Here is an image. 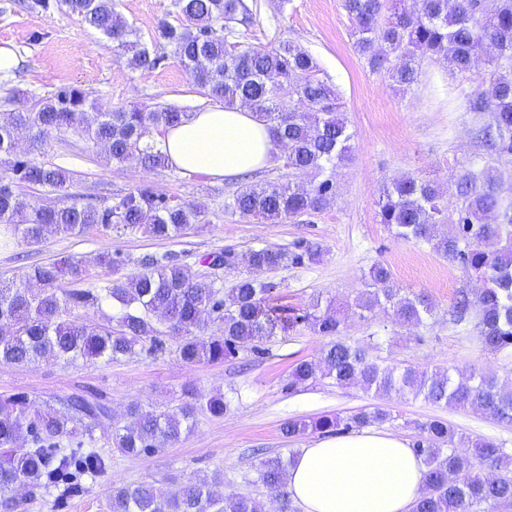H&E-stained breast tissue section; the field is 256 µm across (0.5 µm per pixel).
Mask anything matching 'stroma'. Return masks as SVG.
<instances>
[{"instance_id": "35a3bbf8", "label": "stroma", "mask_w": 512, "mask_h": 512, "mask_svg": "<svg viewBox=\"0 0 512 512\" xmlns=\"http://www.w3.org/2000/svg\"><path fill=\"white\" fill-rule=\"evenodd\" d=\"M252 3L257 21L240 29L238 42L254 46L295 42L313 55L319 78L340 91L354 137L349 161L335 171L334 201L321 212L280 223L244 218L224 209L225 197L237 190L240 179L189 177L172 167L149 171L133 159L111 163L101 147L79 136L53 135L34 156L73 172V183L65 196L28 188L32 201L63 206L69 196H90L104 207L114 196L149 185L166 196L204 206L208 221L171 241L139 232L119 236L94 227L80 235L51 232L34 245L1 243L0 280L15 281L32 265L75 255L86 262L91 282L102 286L114 274L97 266L95 258L116 248L133 257L174 252L196 275L202 271L200 258L212 252L289 249L304 240L320 247L319 262L258 274L271 284L273 304L301 311L314 300H329L345 322L343 339L357 343L378 337L374 353L388 364L430 370L453 367L490 373L512 383V352L484 351L474 323L456 325L450 319L459 293L477 290L475 277L430 244L397 238L379 223L376 206L383 185L393 178L409 174L445 187L474 166H498L503 190L512 192V163L498 162L482 146L477 138L480 119L464 106L465 95L477 89L492 66L508 70L512 61L502 59L494 65L483 58L467 74L428 61L418 84L405 90L386 74L371 71L355 50L344 0ZM118 10L141 42L155 45L162 57L156 69L133 68L123 50L66 9L45 11L20 6L19 0H0V46L12 47L17 55L15 67L0 74V119L69 85L87 90L106 109L176 105L201 112L210 108L171 47L157 41L158 22L177 20L174 0H118ZM377 262L391 269L398 285L432 299L435 311L426 325L400 326L380 308L368 320L355 314L353 303L367 288L364 274ZM165 341L166 352L156 357L139 353L109 362L44 357L26 365H0V397L25 396L38 408L56 407L68 395L85 393L104 398L119 418L133 404L177 406L186 386L202 398L219 395L229 403L224 415H198L192 434L150 455L126 457L113 452L106 445V434H99L95 449L109 457L106 471L85 479L79 495L62 500L53 489L27 501L26 512H110L113 487L160 483L172 477L185 481L216 472L224 475L225 491L248 495L263 512H272L269 492L254 481L261 456L298 450L312 441L308 435L285 437L282 424L297 417L348 415L375 405L392 414L381 432L411 443L418 436L417 423L437 417L447 420L464 441L493 439L512 448V427L467 407H439L409 395L379 397L361 385L339 386L329 379L289 387L292 368L300 361L317 359L324 343L322 336L303 325L271 339L263 352L245 348L213 364L185 363L177 352L179 337L169 335Z\"/></svg>"}]
</instances>
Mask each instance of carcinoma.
Wrapping results in <instances>:
<instances>
[{
    "instance_id": "carcinoma-1",
    "label": "carcinoma",
    "mask_w": 512,
    "mask_h": 512,
    "mask_svg": "<svg viewBox=\"0 0 512 512\" xmlns=\"http://www.w3.org/2000/svg\"><path fill=\"white\" fill-rule=\"evenodd\" d=\"M87 26L100 31L117 48L134 50L136 69L156 67L135 32L116 10V0H58ZM423 0L414 12L405 0H344L353 22L354 47L374 72L410 88L417 83L422 63L444 61L469 73L486 45L499 58L512 60V0ZM182 19L176 27L163 20L157 38L173 48L204 95L226 108L248 105L256 120L270 130L275 144H288L286 165L292 176L315 177L308 184L265 182L249 184L230 195L224 207L242 217L283 221L322 210L336 196V183L326 175L348 159V130L341 113L340 95L328 81L316 76L312 54L298 44L282 41L274 47L229 46L235 26L256 21L246 0H175ZM471 112L488 113L483 138L498 158L512 159V72L494 69L481 81V91L467 99ZM186 112L175 106L100 110L89 92L64 86L31 108L12 113L0 124V226L13 238L31 245L45 234L79 235L93 226L125 234L141 230L158 239L183 236L205 224L199 205L176 202L149 187L112 198L98 208L75 200L62 207L39 206L17 188L47 187L65 192L72 173L46 164L19 149L24 140L41 143L55 133L76 134L106 149L107 159L124 162L136 157L147 169L167 167L165 155L146 135L150 129L174 127ZM456 199L455 236H438L436 227L448 220L447 196ZM380 223L403 239L432 245L444 257L457 260L480 279L483 288L463 295L454 322L477 319L483 350L498 354L512 348V197H504L492 167L468 169L445 192L440 186L405 175L384 185L378 200ZM319 249L297 243L294 249H251L239 256L231 250L200 259L204 267L220 261L224 270L239 262L250 268L273 270L304 266L318 260ZM95 263L118 271L134 264L135 271L103 288L87 283V267L70 257L36 264L18 281H0V364H27L40 357L65 360H118L136 353L166 351L163 332L181 337L178 353L190 364L217 363L238 354L246 344L254 352L278 334L304 323L328 339L320 357L297 363L289 374L293 389L317 378L339 386L360 382L377 394H409L437 406L470 407L485 411L512 426V389L492 377L455 369L428 370L413 365L389 366L370 354L372 344H351L341 338V320L331 306L316 302L296 315L270 305L268 283L239 278L224 288L214 272L189 276L178 255L146 254L135 260L116 249L102 252ZM371 289L357 300L359 317L384 306L400 325H425L432 314L428 297L395 284L390 268L375 263L365 274ZM109 303L118 311L117 327L86 321L79 311ZM220 323L218 333L208 322ZM66 412L51 406L31 409L25 397L0 398V512H25L26 501L50 487L62 494L81 489V477L96 475L106 459L95 451L79 452L95 441V432L111 429L109 446L129 456L149 455L181 441L206 411L222 416L223 397L184 403L171 409L132 405L130 421L112 419L97 396L71 394L62 400ZM392 419L379 406L355 414L293 418L282 431L288 438L307 433L347 432ZM420 439L413 445L422 458L426 483L412 512H498L512 504V451L492 439L478 440L467 452L459 450L456 431L441 418L416 424ZM74 446L65 451L64 444ZM293 450L260 461L255 482L269 490L279 512H294L288 494V468ZM221 475L187 482L172 480L166 487L141 484L115 486L111 512H261L247 495L222 496L216 487Z\"/></svg>"
}]
</instances>
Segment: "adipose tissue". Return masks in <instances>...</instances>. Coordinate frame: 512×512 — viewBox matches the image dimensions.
Segmentation results:
<instances>
[{
	"label": "adipose tissue",
	"mask_w": 512,
	"mask_h": 512,
	"mask_svg": "<svg viewBox=\"0 0 512 512\" xmlns=\"http://www.w3.org/2000/svg\"><path fill=\"white\" fill-rule=\"evenodd\" d=\"M171 167L230 178L262 169L276 152L267 126L245 107L196 112L159 140ZM426 467L400 438L380 432L313 441L289 467L288 491L303 512H411Z\"/></svg>",
	"instance_id": "ef3b65f1"
}]
</instances>
